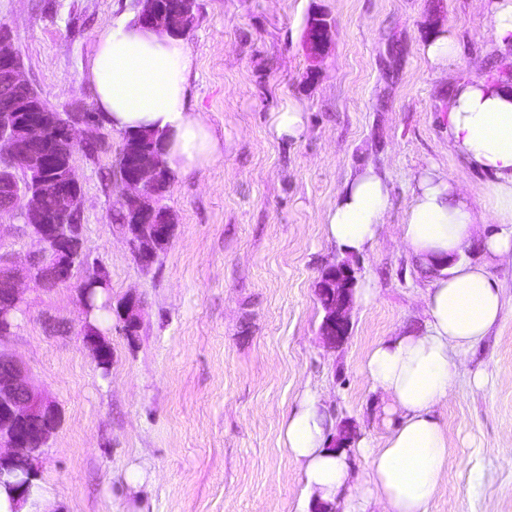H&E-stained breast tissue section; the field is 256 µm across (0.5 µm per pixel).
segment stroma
<instances>
[{
    "mask_svg": "<svg viewBox=\"0 0 512 512\" xmlns=\"http://www.w3.org/2000/svg\"><path fill=\"white\" fill-rule=\"evenodd\" d=\"M318 8L335 28L314 60L304 32ZM139 9L137 0H0V25L11 27L23 74L51 107L92 111L86 58L114 17ZM484 17L478 0H196L185 36L188 108L222 154L174 175L161 199L174 236L145 270L112 219L120 187L104 185L121 134L99 122L100 155L75 151L85 251L111 280L112 365L102 371L82 342L76 284L26 285L29 311L12 350L62 413L26 512H130L136 502L145 512H313L280 440L307 389L324 396L335 425L380 442L381 395L362 365L381 338L421 327L430 282L398 239L415 176L435 163L472 194L486 180L449 153L447 133L456 82L512 72L484 37ZM437 26L460 47L441 73L421 52ZM291 99L303 107L297 140L271 131L273 112ZM368 165L385 174L390 205L376 247L349 260L350 333L330 347L318 335L314 284L341 257L323 224L338 187ZM488 271L503 316L463 357L439 409L451 458L432 512H512V264ZM132 296L142 303L133 339L115 312ZM478 371L488 383L477 392ZM133 465L145 473L135 492L125 484Z\"/></svg>",
    "mask_w": 512,
    "mask_h": 512,
    "instance_id": "1",
    "label": "stroma"
}]
</instances>
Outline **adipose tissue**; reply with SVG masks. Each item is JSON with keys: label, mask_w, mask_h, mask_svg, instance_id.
Here are the masks:
<instances>
[{"label": "adipose tissue", "mask_w": 512, "mask_h": 512, "mask_svg": "<svg viewBox=\"0 0 512 512\" xmlns=\"http://www.w3.org/2000/svg\"><path fill=\"white\" fill-rule=\"evenodd\" d=\"M485 35L512 50V0H484ZM192 53L183 38L122 14L97 38L86 73L107 124L122 134L156 132L161 158L172 171L214 162L220 146L206 120L188 111ZM448 148L488 175L478 200L448 170L422 167L405 203L399 238L432 277L423 326L380 339L362 370L382 396L387 433L381 444L357 443L358 456L332 449L334 422L321 394L307 392L283 420L284 446L301 467L312 502L333 503L346 488L356 460L364 474L347 512H431L448 469V434L437 410L452 396L462 355L499 322L501 290L490 263L512 262V81L471 78L449 93ZM383 174L366 166L336 193L325 232L341 256L373 249L389 206ZM492 223L496 230L479 234ZM480 241L485 262L466 259Z\"/></svg>", "instance_id": "adipose-tissue-1"}]
</instances>
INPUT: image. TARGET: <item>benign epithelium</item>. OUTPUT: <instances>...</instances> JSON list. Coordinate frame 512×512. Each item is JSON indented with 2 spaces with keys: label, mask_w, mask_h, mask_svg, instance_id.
<instances>
[{
  "label": "benign epithelium",
  "mask_w": 512,
  "mask_h": 512,
  "mask_svg": "<svg viewBox=\"0 0 512 512\" xmlns=\"http://www.w3.org/2000/svg\"><path fill=\"white\" fill-rule=\"evenodd\" d=\"M153 3L154 0H142L140 19L166 31L179 28L182 17L195 7V0H178L171 10L160 13ZM331 39L328 16L316 14L305 38L310 58H320ZM11 40L10 29L1 26L0 80L10 90L0 92V191L6 198L0 214L10 213L20 219V223L9 228L15 236L29 240L31 250L23 265L12 261L8 253L0 252V272L7 278V294L0 300V486L9 491L30 486V480L37 476L42 449L60 420L56 402L34 383L10 349L19 328V316L26 314L21 286L31 281L43 290L50 284L58 288L69 283L81 268L85 282L108 278L103 268L87 260L77 264V257L84 254L81 225L71 226L67 233L60 231V225L68 223L75 194L82 192L70 151L97 141L92 135L77 138L79 127L96 126L95 113L72 112L58 121H22L29 104L25 94L28 81ZM120 159L116 168L121 185L119 204L128 209L132 218V224L122 229L121 234L137 264L149 270L173 237L172 217H167L164 224L153 223L157 209L155 186L167 178L168 169L161 161L160 148L155 146H142L131 155L124 152ZM47 166L66 170L65 177L55 185L49 206L30 191L27 177L28 169ZM354 286L353 270L345 263L324 269L315 284L325 311L319 336L326 345L336 346L349 334ZM141 309V301L135 297L128 298L123 308L121 320L130 337L140 327ZM81 333L86 347L94 357H99L106 339L87 320ZM21 448L29 449L27 480L17 482L10 462Z\"/></svg>",
  "instance_id": "obj_1"
}]
</instances>
